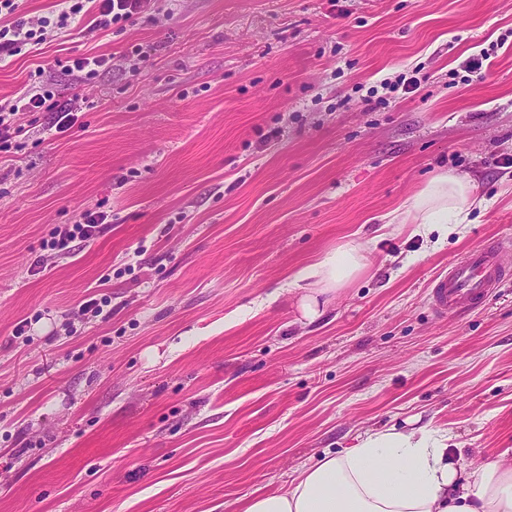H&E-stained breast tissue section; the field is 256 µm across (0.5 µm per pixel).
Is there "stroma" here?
<instances>
[{"instance_id": "obj_1", "label": "stroma", "mask_w": 512, "mask_h": 512, "mask_svg": "<svg viewBox=\"0 0 512 512\" xmlns=\"http://www.w3.org/2000/svg\"><path fill=\"white\" fill-rule=\"evenodd\" d=\"M30 85L77 112L18 115L0 156V512H242L372 429L463 469L512 448V281L448 315L430 290L482 239L512 266V0H157L0 63V100ZM447 170L487 202L465 235L383 224ZM349 240L363 269L303 319L295 274ZM63 65L69 72L84 73L85 77H91L108 63V59L104 56H82L66 61ZM107 217L104 213H89L84 216V222L57 226L50 242L51 250L60 258L74 255L78 243L93 239L100 230V224H104Z\"/></svg>"}]
</instances>
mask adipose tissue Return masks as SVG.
<instances>
[{"mask_svg": "<svg viewBox=\"0 0 512 512\" xmlns=\"http://www.w3.org/2000/svg\"><path fill=\"white\" fill-rule=\"evenodd\" d=\"M483 204L470 178L445 171L405 204L403 221L424 237L438 224L459 233ZM363 261L361 244L350 240L301 269L297 281L317 285L299 300L303 318L315 319L319 294L349 282ZM448 449L423 429L377 431L319 459L291 488L255 496L244 512H512V458L477 459L463 471Z\"/></svg>", "mask_w": 512, "mask_h": 512, "instance_id": "ef3b65f1", "label": "adipose tissue"}]
</instances>
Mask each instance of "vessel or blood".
Here are the masks:
<instances>
[{
	"instance_id": "vessel-or-blood-1",
	"label": "vessel or blood",
	"mask_w": 512,
	"mask_h": 512,
	"mask_svg": "<svg viewBox=\"0 0 512 512\" xmlns=\"http://www.w3.org/2000/svg\"><path fill=\"white\" fill-rule=\"evenodd\" d=\"M501 248L495 241L480 242L436 276L431 285L434 311L445 314L474 308L512 278V270L500 260Z\"/></svg>"
}]
</instances>
